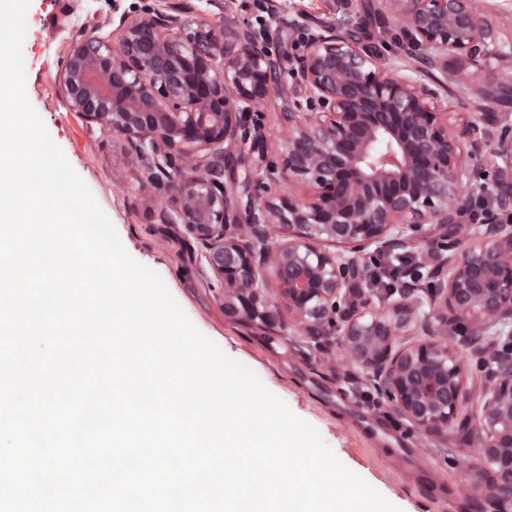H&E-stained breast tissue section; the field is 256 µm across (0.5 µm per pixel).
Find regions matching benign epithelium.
Returning a JSON list of instances; mask_svg holds the SVG:
<instances>
[{
    "mask_svg": "<svg viewBox=\"0 0 512 512\" xmlns=\"http://www.w3.org/2000/svg\"><path fill=\"white\" fill-rule=\"evenodd\" d=\"M413 42L426 48L421 65L402 74L356 44L363 21L350 16L309 37L293 73L300 97L280 86L288 125L283 175L315 188L303 200L284 195L263 203L249 197L245 223L230 217L224 182L231 148L264 139L248 123L268 103L281 63L247 31L224 36L201 27L179 38L177 16L148 13L123 19L118 46L84 33L67 57L63 86L70 106L131 141L132 158L192 157L207 162L180 177L172 223L204 241L208 262L224 283V317L266 326L276 311L265 295L271 264L282 305L311 336L340 334L348 361L365 367L380 389L418 428L440 434L471 406L465 360L450 336L459 324L482 332L512 316V225L489 224L481 245L448 260V276L430 290L441 307L429 329L417 288L366 287L361 253L407 248L443 226L472 239L459 218L477 192L473 160L483 134L479 121L456 132L441 104L444 84L432 70L448 55L478 68L495 41L476 0H388ZM496 201L512 208V129L494 137ZM321 240L342 248L329 253ZM421 326L431 339L396 346ZM492 374L479 406L478 455L494 466L503 497L512 496V352L489 355Z\"/></svg>",
    "mask_w": 512,
    "mask_h": 512,
    "instance_id": "1",
    "label": "benign epithelium"
}]
</instances>
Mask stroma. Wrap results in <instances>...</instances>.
I'll return each mask as SVG.
<instances>
[{"label": "stroma", "mask_w": 512, "mask_h": 512, "mask_svg": "<svg viewBox=\"0 0 512 512\" xmlns=\"http://www.w3.org/2000/svg\"><path fill=\"white\" fill-rule=\"evenodd\" d=\"M482 17L505 49L495 50L469 83L450 84L448 118L462 126L483 112L497 126L512 124V98L484 99L483 91L512 85V0H479ZM151 10L180 15L187 28H250L272 57L297 59L302 34L322 22L351 14L365 19L363 46L385 62L414 65L420 47L412 42L398 14L385 0H31L28 33L22 45L29 74L27 97L43 119L51 140L116 228L136 261L155 270L195 326L229 357L253 370L291 412L321 433L338 459L360 475L401 512H512L500 502L491 473L486 472L470 431L453 424L434 435L415 428L386 396L378 406L362 403L360 390L372 389L368 374L353 365L337 367L334 336H308L281 308L276 279L268 281V298L280 308L268 327L244 326L224 317V284L208 262L201 240L167 220L175 207L170 181L192 173L183 157L156 168L130 160L131 144L104 125L75 112L65 96L66 59L82 31L117 43L120 18ZM299 19L302 30L292 29ZM281 98L251 113L248 121L269 133L266 147L238 154L235 176L248 180L251 193L264 200L279 195L303 198L309 187L270 178L281 166L288 130L280 116Z\"/></svg>", "instance_id": "1"}]
</instances>
